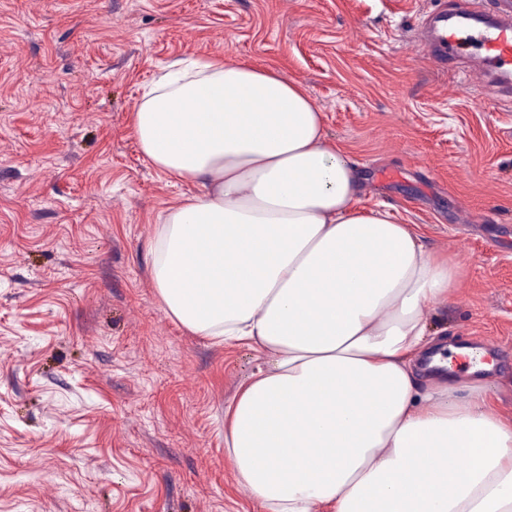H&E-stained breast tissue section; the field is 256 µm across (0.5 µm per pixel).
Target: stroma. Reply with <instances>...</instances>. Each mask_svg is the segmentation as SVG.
I'll list each match as a JSON object with an SVG mask.
<instances>
[{
	"label": "stroma",
	"mask_w": 512,
	"mask_h": 512,
	"mask_svg": "<svg viewBox=\"0 0 512 512\" xmlns=\"http://www.w3.org/2000/svg\"><path fill=\"white\" fill-rule=\"evenodd\" d=\"M431 0H0V512H263L224 411L267 359L173 321L152 279L161 215L197 184L134 137L178 59L298 82L358 164L362 201L455 257L425 307L441 345L492 338L512 422V106L487 109L415 46Z\"/></svg>",
	"instance_id": "stroma-1"
}]
</instances>
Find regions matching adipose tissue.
<instances>
[{
    "label": "adipose tissue",
    "instance_id": "adipose-tissue-1",
    "mask_svg": "<svg viewBox=\"0 0 512 512\" xmlns=\"http://www.w3.org/2000/svg\"><path fill=\"white\" fill-rule=\"evenodd\" d=\"M146 158L199 183L162 218L152 276L187 331L266 352L224 414L266 512H512V423L451 362L423 309L463 277L360 201L356 163L277 70L191 59L132 118ZM458 463L449 466V455Z\"/></svg>",
    "mask_w": 512,
    "mask_h": 512
}]
</instances>
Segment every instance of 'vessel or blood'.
<instances>
[{
    "mask_svg": "<svg viewBox=\"0 0 512 512\" xmlns=\"http://www.w3.org/2000/svg\"><path fill=\"white\" fill-rule=\"evenodd\" d=\"M418 49L439 69L448 67V50L470 38L485 51L481 66L465 74L487 90L484 104L499 108L512 103V10L489 6L487 0H442L425 18Z\"/></svg>",
    "mask_w": 512,
    "mask_h": 512,
    "instance_id": "obj_1",
    "label": "vessel or blood"
}]
</instances>
